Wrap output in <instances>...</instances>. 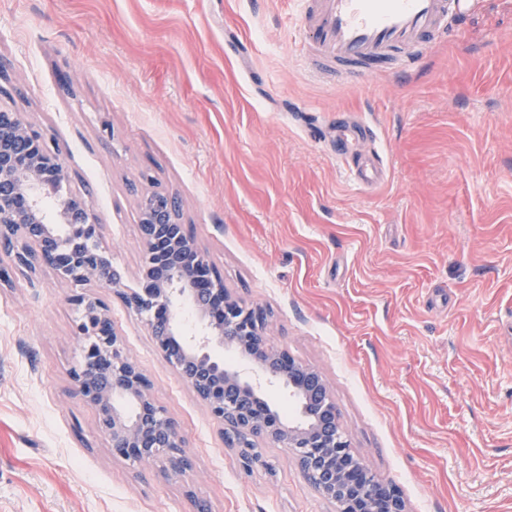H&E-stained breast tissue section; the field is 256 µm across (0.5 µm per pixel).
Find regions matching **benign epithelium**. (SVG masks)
Instances as JSON below:
<instances>
[{
    "mask_svg": "<svg viewBox=\"0 0 512 512\" xmlns=\"http://www.w3.org/2000/svg\"><path fill=\"white\" fill-rule=\"evenodd\" d=\"M67 180L59 152L20 113L0 109V244L11 270L24 274L40 260L70 288L78 317L81 362L70 371L74 393L96 416L112 455L133 465L160 462L177 478L192 467L185 437L156 400L152 383L126 352L110 309L94 288H107L150 329L154 346L221 426L245 470L264 464L258 441L293 452L302 472L337 512H406L394 485L378 479L341 433L323 375L286 350L269 347L267 320L234 296L181 221L170 197L157 191L140 201L143 261L130 288L101 246L102 224L88 199L71 194L60 220L46 221L41 196ZM194 310L201 331L182 332L179 305ZM236 352L253 366L246 377L214 355ZM298 401L300 420L287 421L265 398L258 376Z\"/></svg>",
    "mask_w": 512,
    "mask_h": 512,
    "instance_id": "1",
    "label": "benign epithelium"
}]
</instances>
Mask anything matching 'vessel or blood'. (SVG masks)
<instances>
[{
    "instance_id": "b4317fda",
    "label": "vessel or blood",
    "mask_w": 512,
    "mask_h": 512,
    "mask_svg": "<svg viewBox=\"0 0 512 512\" xmlns=\"http://www.w3.org/2000/svg\"><path fill=\"white\" fill-rule=\"evenodd\" d=\"M298 24L305 46L321 75L352 78L412 71L429 50L446 42L468 21L475 0H297ZM366 128L336 125L339 154L350 156L356 182L380 178L381 168L362 158L359 147Z\"/></svg>"
}]
</instances>
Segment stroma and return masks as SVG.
<instances>
[{"mask_svg":"<svg viewBox=\"0 0 512 512\" xmlns=\"http://www.w3.org/2000/svg\"><path fill=\"white\" fill-rule=\"evenodd\" d=\"M299 39L294 0H0V108L55 143L129 287L140 200L172 195L407 512H512V0H481L407 75H314ZM340 118L373 128L376 184L337 155ZM102 297L193 465L113 456L44 265L0 285V512H336L284 449L245 472L147 325Z\"/></svg>","mask_w":512,"mask_h":512,"instance_id":"obj_1","label":"stroma"}]
</instances>
